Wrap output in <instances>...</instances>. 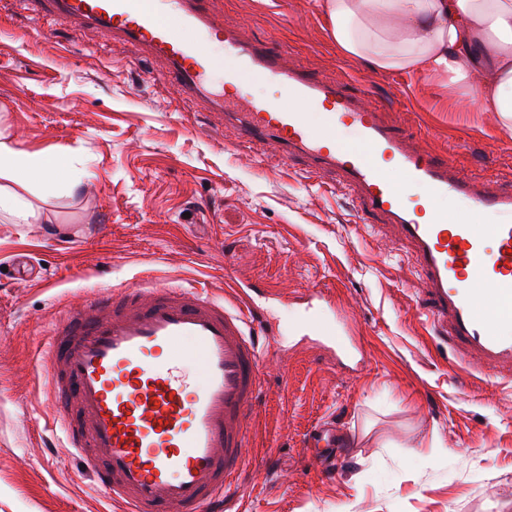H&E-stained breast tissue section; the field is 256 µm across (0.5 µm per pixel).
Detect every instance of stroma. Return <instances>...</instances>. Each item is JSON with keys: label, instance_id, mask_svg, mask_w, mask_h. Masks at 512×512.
Listing matches in <instances>:
<instances>
[{"label": "stroma", "instance_id": "35a3bbf8", "mask_svg": "<svg viewBox=\"0 0 512 512\" xmlns=\"http://www.w3.org/2000/svg\"><path fill=\"white\" fill-rule=\"evenodd\" d=\"M225 23L284 44L464 171L512 182V132L492 112L445 100L422 76L343 57L318 0H218ZM151 64L98 30L50 26L0 0V136L46 159L66 155L76 190L50 178L17 188L36 224L0 215V512H117L75 461L37 375L46 326L99 288L143 277L234 300L272 289L250 419L252 461L228 512H512V385L456 369L451 341L420 315L418 272L390 234L361 223L337 183L233 148L232 133L148 78ZM25 253L36 281L15 274ZM236 281L224 276L226 261ZM354 316L357 362L292 334L310 290ZM336 431L335 471L307 433Z\"/></svg>", "mask_w": 512, "mask_h": 512}]
</instances>
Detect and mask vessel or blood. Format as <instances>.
<instances>
[{
  "label": "vessel or blood",
  "instance_id": "obj_1",
  "mask_svg": "<svg viewBox=\"0 0 512 512\" xmlns=\"http://www.w3.org/2000/svg\"><path fill=\"white\" fill-rule=\"evenodd\" d=\"M18 2L159 62V79L211 111L255 156L337 181L363 222L379 219L409 248L429 301L425 316L435 334L452 339L461 363L512 375V183L490 184L463 172L453 155H433L363 93L225 25L211 0ZM216 46L237 62L218 84ZM244 71L271 94H252ZM305 104L320 108V122L302 112ZM344 129L355 131L356 145L342 143ZM413 186L419 196H409ZM446 197L461 220L434 212ZM326 300L310 293L299 328L330 342L338 358H353L348 312L337 309L331 324L316 319ZM265 321L253 289L232 306L201 289L150 282L102 289L50 324L38 373L73 457L125 512H223L250 452ZM185 341L204 379L189 370Z\"/></svg>",
  "mask_w": 512,
  "mask_h": 512
}]
</instances>
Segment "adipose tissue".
<instances>
[{"instance_id":"ef3b65f1","label":"adipose tissue","mask_w":512,"mask_h":512,"mask_svg":"<svg viewBox=\"0 0 512 512\" xmlns=\"http://www.w3.org/2000/svg\"><path fill=\"white\" fill-rule=\"evenodd\" d=\"M337 49L373 71L421 75L512 131V0H319ZM18 183L66 176L69 162L0 140Z\"/></svg>"}]
</instances>
